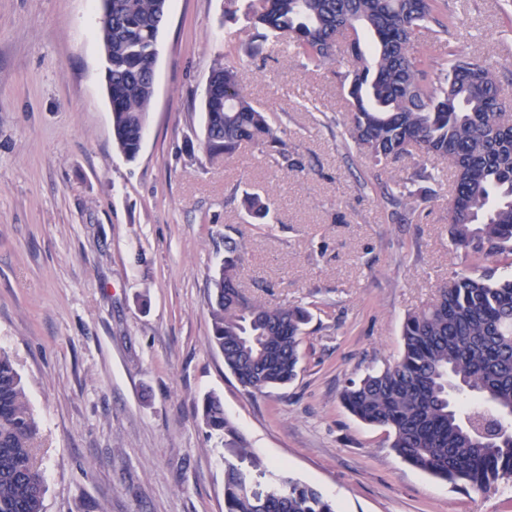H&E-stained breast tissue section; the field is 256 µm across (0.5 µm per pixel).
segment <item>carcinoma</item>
I'll list each match as a JSON object with an SVG mask.
<instances>
[{
	"label": "carcinoma",
	"instance_id": "1",
	"mask_svg": "<svg viewBox=\"0 0 512 512\" xmlns=\"http://www.w3.org/2000/svg\"><path fill=\"white\" fill-rule=\"evenodd\" d=\"M168 0H110L112 25L99 42L112 65V134L128 160L138 155L154 97V49ZM255 33L244 52L253 58L279 42L305 67L333 61L336 35L345 51L349 136L375 165L387 166L416 148L437 155L455 173L448 203L455 252L484 261L512 257V119L502 115L495 68L485 60L451 66L435 61L411 36L448 34L452 19L439 0H247ZM204 149L230 159L244 141L260 145L291 168L288 144L239 82L235 65L218 61L205 90ZM408 178L384 187L406 206L416 195ZM243 205L265 219L271 204L245 194ZM243 246L224 241V262L209 279L210 345L244 390L264 395L296 378L310 311L301 305L251 301L238 283ZM398 358L352 380L341 394L365 424L387 429L390 447L408 464L454 486L487 488L512 479V277L492 280L463 267L429 306L408 315ZM488 403L501 415L494 438L477 425ZM201 420L226 445L239 440L221 398L204 397ZM38 424L22 378L0 352V512H44L46 479L31 443ZM224 512H336L319 490L260 461L252 471L224 458Z\"/></svg>",
	"mask_w": 512,
	"mask_h": 512
}]
</instances>
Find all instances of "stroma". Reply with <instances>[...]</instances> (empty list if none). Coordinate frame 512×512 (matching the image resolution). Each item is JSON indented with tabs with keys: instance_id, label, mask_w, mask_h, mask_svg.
<instances>
[{
	"instance_id": "obj_1",
	"label": "stroma",
	"mask_w": 512,
	"mask_h": 512,
	"mask_svg": "<svg viewBox=\"0 0 512 512\" xmlns=\"http://www.w3.org/2000/svg\"><path fill=\"white\" fill-rule=\"evenodd\" d=\"M449 48L497 67L512 111V0H445ZM225 0H168L141 149L113 144L98 0H0V350L39 424L45 512H224L223 444L199 410L217 393L245 448L336 503L337 512H512V480L477 489L413 468L385 428L343 406L349 380L395 359L408 313L465 264L448 232L446 160L387 167L345 133L334 66L303 68L267 44L250 58L245 15ZM267 110L294 168L252 143L210 162L200 141L216 60ZM413 215L378 180L417 169ZM274 201L267 223L244 193ZM245 248L239 282L313 317L297 378L253 397L209 344V274L224 241Z\"/></svg>"
}]
</instances>
